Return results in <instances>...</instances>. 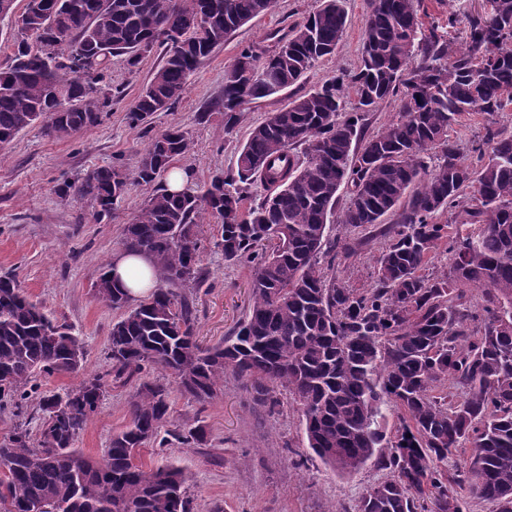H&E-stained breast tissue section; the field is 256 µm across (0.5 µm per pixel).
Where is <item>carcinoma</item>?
<instances>
[{
	"label": "carcinoma",
	"mask_w": 512,
	"mask_h": 512,
	"mask_svg": "<svg viewBox=\"0 0 512 512\" xmlns=\"http://www.w3.org/2000/svg\"><path fill=\"white\" fill-rule=\"evenodd\" d=\"M344 0H322L267 46L243 48L224 79L218 107L224 133L241 122L243 105L295 85L332 57L348 25ZM448 27L423 28L418 0H369L361 66L292 98L250 126L233 172L212 173L203 187L171 192L160 183L186 153V132L171 127L142 155L135 180L157 188L125 226L122 244L153 264L156 288L132 303L102 267L95 297L118 313L106 359L63 395L39 398V438L18 425L0 446V512H194L191 477L163 464L146 468L140 450L170 416L171 388L147 380L148 369L174 375L200 403L217 396L230 371L256 401L278 404L284 388L298 406L307 448L344 473L372 462L384 478L358 512H463L467 487L512 512V134L486 128L488 159L475 171L448 139V127L473 113L512 105V0ZM274 0H29L0 72V146L42 123L66 138L99 125L112 101L108 61L135 68L151 52L162 63L129 113L139 126L170 109L190 73ZM196 18L192 25L188 19ZM463 26L462 43L448 30ZM355 106L343 111L345 95ZM400 97L397 116L365 136L364 114ZM68 108H60V99ZM259 202L246 209L252 188ZM128 186L115 166L97 168L60 194L90 198L111 213ZM348 189L340 223L354 228L395 216L390 243L375 266V286L359 292L325 277L320 255L335 260L353 245L326 243L340 191ZM218 220L215 247L252 268V303L234 334L198 343L191 292L202 280L198 219ZM448 214L441 224L437 217ZM462 224H480V234ZM453 274H422L443 241ZM481 288L485 305L466 315L450 302L462 287ZM84 346L68 324L31 301L12 275L0 276V410L25 414L33 381L72 373ZM138 381L130 421L92 461L74 447L97 414L108 377ZM405 417L386 438L387 407ZM183 439L207 446L206 426ZM471 449L468 467L448 481L438 464L451 450Z\"/></svg>",
	"instance_id": "obj_1"
}]
</instances>
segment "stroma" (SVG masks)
I'll list each match as a JSON object with an SVG mask.
<instances>
[{"label":"stroma","instance_id":"35a3bbf8","mask_svg":"<svg viewBox=\"0 0 512 512\" xmlns=\"http://www.w3.org/2000/svg\"><path fill=\"white\" fill-rule=\"evenodd\" d=\"M369 0H347L349 23L335 56L319 63L292 90L249 102L241 123L224 131V114L216 101L224 91V74L244 48L265 35L288 28L319 6V0H276L271 12L237 30L217 49L185 86L182 97L150 123L131 126L127 118L137 97L158 66V54L129 68L113 57L109 77L116 94L101 124L65 139L43 133L41 126L22 131L0 149V275H13L29 298L48 313L73 326L87 348L81 371L38 377L39 394L74 387L84 375L110 370L104 356L114 314L92 291L102 265L121 249L122 232L154 191L153 185L135 182L112 216L100 219L93 202L75 194L60 196L63 184L80 181L98 167L116 166L134 174L152 138L171 125L180 126L189 149L174 169H187L196 184L212 172L234 169L237 149L247 131L273 111L287 105L292 93L315 88L336 74L351 73L361 61L363 23ZM512 133V109L489 118L469 116L449 130L466 163L480 167L476 148L486 128ZM393 216L374 227L349 228L331 224L327 240L358 242L355 254L339 256L325 265L327 278L358 291L375 284V262L389 243ZM216 220L200 219L199 265L204 283L195 296L197 336L201 344L221 343L243 320L251 299V267L225 261L214 248ZM135 382L115 383L108 389L100 411L75 441L88 457L97 459L114 433L129 420ZM277 406L258 403L249 385L228 373L217 396L206 404L173 393L170 419L160 439L141 451L145 466L170 461L192 479L195 512H353L363 492L382 475L367 465L342 474L311 456L300 413L286 392H278ZM209 432L207 447L180 443L176 433L196 423Z\"/></svg>","mask_w":512,"mask_h":512}]
</instances>
